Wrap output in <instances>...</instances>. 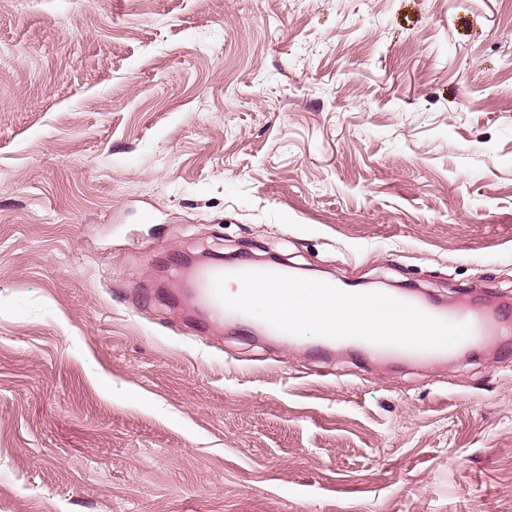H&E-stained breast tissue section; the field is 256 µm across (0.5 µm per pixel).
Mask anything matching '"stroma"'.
I'll return each mask as SVG.
<instances>
[{"instance_id":"35a3bbf8","label":"stroma","mask_w":512,"mask_h":512,"mask_svg":"<svg viewBox=\"0 0 512 512\" xmlns=\"http://www.w3.org/2000/svg\"><path fill=\"white\" fill-rule=\"evenodd\" d=\"M188 252L512 298V0H0V512H512V350L206 327Z\"/></svg>"}]
</instances>
